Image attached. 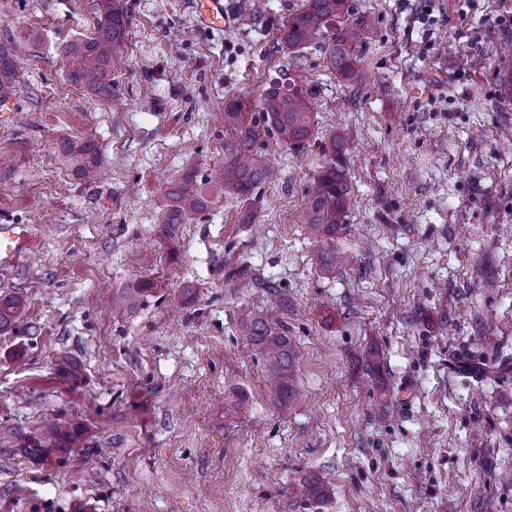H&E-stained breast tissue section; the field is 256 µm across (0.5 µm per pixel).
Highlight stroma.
Listing matches in <instances>:
<instances>
[{"instance_id": "35a3bbf8", "label": "stroma", "mask_w": 512, "mask_h": 512, "mask_svg": "<svg viewBox=\"0 0 512 512\" xmlns=\"http://www.w3.org/2000/svg\"><path fill=\"white\" fill-rule=\"evenodd\" d=\"M98 2L0 0L21 72L0 224L39 229L0 274L26 304L0 330V512H512V0H352L364 84L304 50L318 135L266 142L278 175L248 204L211 182L224 101L291 67L278 27L300 0H225L221 29L194 0H120L105 102L60 51L91 36ZM336 137L350 261L327 274L302 214ZM66 138L94 142L109 178L74 177ZM188 171L211 205L169 239L156 212ZM249 310L288 329L292 408L238 328ZM52 422L66 435L31 447Z\"/></svg>"}]
</instances>
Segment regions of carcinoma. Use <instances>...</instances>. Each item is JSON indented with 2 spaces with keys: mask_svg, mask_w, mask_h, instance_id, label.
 <instances>
[{
  "mask_svg": "<svg viewBox=\"0 0 512 512\" xmlns=\"http://www.w3.org/2000/svg\"><path fill=\"white\" fill-rule=\"evenodd\" d=\"M101 17L94 36L70 41L62 46L73 66L68 79L87 88L103 100L112 97V67L120 58L126 44L129 24L122 7L113 0L98 4ZM353 8L350 0H301L280 24L278 40L288 53V61L295 64L299 54L312 46L324 49L328 68L349 83L360 84L364 72L359 54L363 28L350 22ZM19 81L18 59L15 47L0 43V95L14 93ZM311 88L288 77L273 81L260 99L233 97L224 103V168L222 187L243 202L252 200L256 188L274 179L276 172L266 153L255 145L273 137L284 146L300 148L315 138V122L311 112ZM64 153L81 179H104L107 170L98 148L91 142L71 141ZM209 197L194 186L192 173L171 182L165 200L156 216L161 233L169 238L176 235L177 225L185 224L193 216L208 209ZM351 207L350 185L346 179L342 152L336 143L330 144L327 164L316 178L303 212V224L311 237L322 248L318 253L321 268L326 273L336 272L345 258L336 249V232L346 224ZM262 289L267 298L277 303L285 300L284 289L271 278L256 276L251 282ZM153 288L149 280H142L130 288L120 290L123 307L133 308L138 299ZM23 302L17 297L0 299V329L8 327L17 317ZM240 324L250 343L261 353L266 363V385L272 401L287 408L297 400L294 385V350L288 331L274 324L263 313L248 311Z\"/></svg>",
  "mask_w": 512,
  "mask_h": 512,
  "instance_id": "obj_1",
  "label": "carcinoma"
}]
</instances>
